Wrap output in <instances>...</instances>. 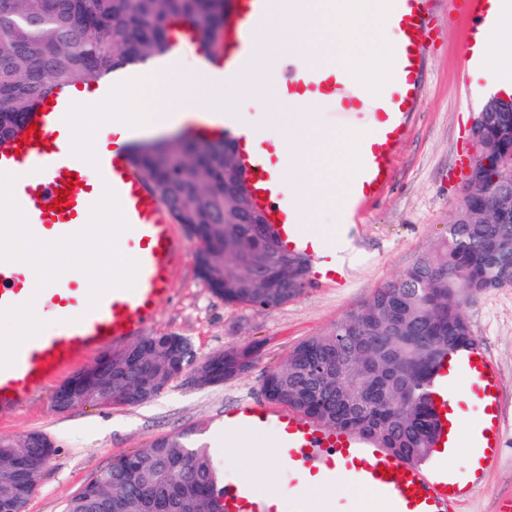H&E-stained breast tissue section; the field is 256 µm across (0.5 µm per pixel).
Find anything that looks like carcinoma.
<instances>
[{"label": "carcinoma", "mask_w": 512, "mask_h": 512, "mask_svg": "<svg viewBox=\"0 0 512 512\" xmlns=\"http://www.w3.org/2000/svg\"><path fill=\"white\" fill-rule=\"evenodd\" d=\"M225 0H0V139H9L56 85L95 83L129 65L160 56L178 25L212 54L223 50ZM500 115H483L475 129L483 146L473 185L458 205L447 235L399 278L378 288L356 311L311 336L268 372L264 395L320 425L351 432L410 462H421L436 441V413L428 390L437 359L475 343L462 312L472 293L512 286V182L498 159L512 150ZM176 222L190 220L199 276L224 302L275 308L304 287L286 260L258 273L265 245L242 220L245 200L232 189L235 168L224 162V142L183 141L163 155L134 156ZM256 347L217 352L198 365L193 351L167 348L152 334L108 355L100 380L79 387L83 404L137 405L164 392L174 364L224 372L229 380L251 369ZM54 451L27 439L0 441V512H27ZM224 470L202 439L182 430L123 454L75 491L63 512H216L211 489Z\"/></svg>", "instance_id": "cac0c4a2"}]
</instances>
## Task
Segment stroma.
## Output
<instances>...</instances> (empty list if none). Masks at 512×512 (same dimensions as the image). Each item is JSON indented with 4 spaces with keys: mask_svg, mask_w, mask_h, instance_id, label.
<instances>
[{
    "mask_svg": "<svg viewBox=\"0 0 512 512\" xmlns=\"http://www.w3.org/2000/svg\"><path fill=\"white\" fill-rule=\"evenodd\" d=\"M429 27L423 39L421 90L394 150L391 181L380 197L359 205L346 227L349 278L329 285L306 281L288 303L262 309L226 304L199 277L194 260H187L177 270L151 332L186 338L199 362L229 347L258 343L252 369L205 389L177 380L140 405L88 404L65 413L53 408L62 384L57 378L18 409L1 412L0 436L21 438L39 430L57 445L29 512H61L66 498L116 456L203 422L208 425L205 440L224 461L225 479L249 485L264 470L269 489L300 490L301 479L288 471L281 455L261 460L231 454L214 427L242 401L264 403L266 374L294 345L325 332L403 274L452 222L462 185L456 175L462 145L472 119L491 97L494 81L488 71H460L472 22L456 0H436ZM462 310L473 336L499 369L504 444L481 488L460 512H499L501 500L512 498V286L467 297Z\"/></svg>",
    "mask_w": 512,
    "mask_h": 512,
    "instance_id": "stroma-1",
    "label": "stroma"
}]
</instances>
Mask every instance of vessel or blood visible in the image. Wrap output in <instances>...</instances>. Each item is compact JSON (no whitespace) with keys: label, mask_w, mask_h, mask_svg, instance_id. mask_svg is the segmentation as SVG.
I'll list each match as a JSON object with an SVG mask.
<instances>
[{"label":"vessel or blood","mask_w":512,"mask_h":512,"mask_svg":"<svg viewBox=\"0 0 512 512\" xmlns=\"http://www.w3.org/2000/svg\"><path fill=\"white\" fill-rule=\"evenodd\" d=\"M283 4L284 0H237L224 39L221 80L235 78L251 61L253 36L270 24ZM430 4L431 0H394L388 17L400 35L394 48V77L379 95L360 143L363 169L346 185L344 218H351L355 201L379 194L390 181V156L402 135L400 117L411 108L416 93L419 37L427 25ZM273 91L285 100L303 91L318 103L335 100L344 118L363 104L362 97L350 91L344 76L321 59L310 60L301 73L281 66ZM48 98L42 111L32 112L27 119L36 126L37 136L25 140L17 135L0 142V171L17 175L14 194L31 230L44 240L79 231L103 186H110L130 225L119 244L132 251L140 270L134 289L107 293L92 311L87 308L86 277L59 280L44 288L43 310L54 315L58 323L53 330L26 341L15 365L0 370V411L23 404L90 353L145 332L159 304L170 295L174 275L190 252L188 241L176 232L167 208L135 165L130 146L104 148L98 154V170L87 169L67 150L69 128L63 118L70 103L76 101V93L69 87L56 88ZM243 163L252 201L268 217V228L278 245L307 256L314 281L345 279L347 268L337 261L330 237L304 229L294 219L289 191L275 157L256 150L244 154ZM70 180L75 186L66 197L67 208L53 210L57 190ZM35 287L32 269L0 262V307L25 303ZM461 376L467 378L482 404L475 430L481 455L477 467L461 475L437 461L410 463L375 448L356 447L347 433L320 426L289 410L250 401L225 413L223 426L246 427L256 433L274 430L288 468L303 479L323 477L344 466L350 482L379 492L389 512H458L482 484L499 454L503 436L495 393L500 386L498 369L481 346L464 348L439 359V384L431 391L438 401L437 442L442 454L453 455L457 447L454 384ZM222 500L225 512H313L310 496H281L232 482L225 484Z\"/></svg>","instance_id":"vessel-or-blood-1"}]
</instances>
